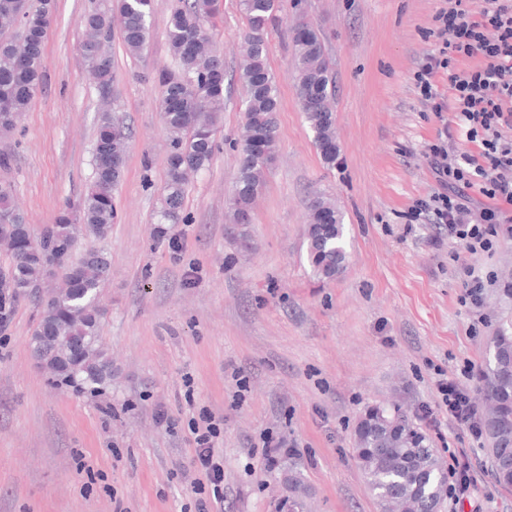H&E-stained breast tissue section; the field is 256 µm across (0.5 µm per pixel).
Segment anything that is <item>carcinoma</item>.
Returning <instances> with one entry per match:
<instances>
[{
    "label": "carcinoma",
    "mask_w": 512,
    "mask_h": 512,
    "mask_svg": "<svg viewBox=\"0 0 512 512\" xmlns=\"http://www.w3.org/2000/svg\"><path fill=\"white\" fill-rule=\"evenodd\" d=\"M246 20V58L238 78L247 90L245 122L235 187L228 199L230 220L246 224L262 193L278 143V86L267 67V32L277 20V0H239ZM152 0H104L84 14L81 52L103 97L112 89V56L104 43L118 27L124 48L142 57L148 45ZM219 0H178L166 37L177 66L162 68L161 118L169 135L161 224H186L188 176L211 164L218 148L224 83V56L215 48L207 25ZM52 0H42L24 15L19 0H0V33L19 31L0 42V132L8 133L43 86L42 54ZM292 77L302 112L314 132L324 162L336 161L335 116L330 107L335 80L319 32L300 23L292 32ZM129 145L127 128L111 112L100 114L92 154V181L85 194L68 203L54 223L34 232L12 204L11 189L0 187V247L10 262L0 267V330L9 327L19 303L37 300L40 320L32 352L56 379L91 392L112 377V360L99 344L104 310L101 288L112 275L107 254L89 250L73 257L81 233L102 238L115 219L113 195L124 173ZM307 255L313 275L331 281L346 268L343 215L324 196L310 200ZM62 276L63 286L39 297L48 281ZM477 391L483 403L482 426L489 441L494 477L512 489V333L502 327L492 337V354L480 369ZM357 462L379 512H441L447 495L448 467L431 437L399 407L371 406L354 430ZM304 485L288 470V506L302 508Z\"/></svg>",
    "instance_id": "carcinoma-1"
}]
</instances>
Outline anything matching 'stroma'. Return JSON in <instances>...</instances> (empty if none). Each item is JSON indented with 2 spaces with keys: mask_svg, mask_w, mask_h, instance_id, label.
Masks as SVG:
<instances>
[{
  "mask_svg": "<svg viewBox=\"0 0 512 512\" xmlns=\"http://www.w3.org/2000/svg\"><path fill=\"white\" fill-rule=\"evenodd\" d=\"M177 0H153L146 56L120 35L109 105L131 130L116 219L77 252L107 253L100 344L112 377L92 395L54 381L33 359L37 308L22 301L0 342V512H194L189 420L222 415L224 512H277L288 473L305 486L303 512H379L354 457V427L371 405L397 402L427 430L440 455L462 448L478 493L442 512H512L484 447L435 405L439 373L481 368L512 305L500 301L512 270V235L492 253H468L435 224H410L417 200L439 188L429 158L443 120L421 104L413 72L432 50L442 0H281L267 35L278 80V151L252 222H230L244 120L236 79L246 52L239 0H220L213 33L228 75L220 144L188 187L190 221L168 227L179 250L155 242L167 138L157 69L173 66L166 26ZM94 0H54L43 53L45 85L15 129L0 134V169L14 206L33 228L53 223L92 177L101 95L80 52L81 16ZM305 19L321 35L335 77L339 156L314 145L292 78L291 29ZM317 194L344 216L348 262L321 283L307 261L308 204ZM494 271L480 313L462 305L461 269ZM284 438L270 473L263 433Z\"/></svg>",
  "mask_w": 512,
  "mask_h": 512,
  "instance_id": "stroma-1",
  "label": "stroma"
}]
</instances>
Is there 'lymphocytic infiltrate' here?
<instances>
[{
	"label": "lymphocytic infiltrate",
	"mask_w": 512,
	"mask_h": 512,
	"mask_svg": "<svg viewBox=\"0 0 512 512\" xmlns=\"http://www.w3.org/2000/svg\"><path fill=\"white\" fill-rule=\"evenodd\" d=\"M447 0L434 16L438 43L419 61L413 80L425 107L442 115L454 112L455 123H444L430 145L432 165L441 185L438 192L416 202L409 218L414 223L443 224L449 239L473 254L491 252L502 222L500 203L512 205V0ZM446 73L449 97L436 90L434 79ZM477 144L478 155L455 153L450 145L457 135ZM478 187L490 204L472 212L466 189ZM470 365L436 381L438 406L472 441L483 431L468 380ZM223 418L204 410L193 420V482L195 512H212L224 500V461L213 442L222 432Z\"/></svg>",
	"instance_id": "obj_1"
}]
</instances>
